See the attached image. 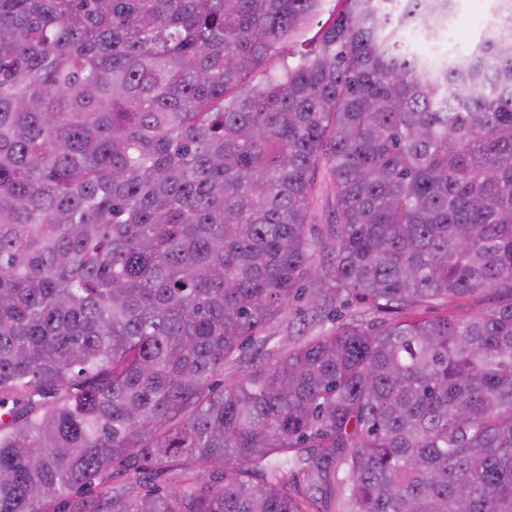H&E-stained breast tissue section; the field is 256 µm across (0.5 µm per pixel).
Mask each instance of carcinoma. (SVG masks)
Masks as SVG:
<instances>
[{
  "label": "carcinoma",
  "mask_w": 512,
  "mask_h": 512,
  "mask_svg": "<svg viewBox=\"0 0 512 512\" xmlns=\"http://www.w3.org/2000/svg\"><path fill=\"white\" fill-rule=\"evenodd\" d=\"M338 2L0 0V512H512V0ZM447 31H439L427 39L420 33H411L412 48L419 54H445L448 48L467 51L480 41L495 7L493 0H457ZM304 308L302 301H293L285 313L289 327L285 324L281 325L275 322L269 325L266 332L264 342H247L242 349L237 361L226 363L224 371L218 374L214 381L221 385L225 381L240 376L244 372L250 370L253 365L259 364L262 360L268 358V353L272 351H285L291 347L294 342L317 336L325 329L336 326L337 323L346 321L356 311H362L360 307H353L342 310L335 321L328 320L326 322L314 323L311 318L306 315L299 314V309Z\"/></svg>",
  "instance_id": "cac0c4a2"
}]
</instances>
